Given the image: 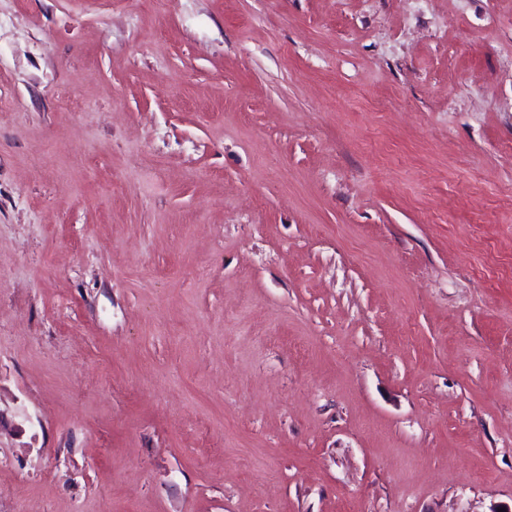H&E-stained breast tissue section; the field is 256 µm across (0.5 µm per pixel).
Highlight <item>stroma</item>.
Segmentation results:
<instances>
[{
  "instance_id": "obj_1",
  "label": "stroma",
  "mask_w": 512,
  "mask_h": 512,
  "mask_svg": "<svg viewBox=\"0 0 512 512\" xmlns=\"http://www.w3.org/2000/svg\"><path fill=\"white\" fill-rule=\"evenodd\" d=\"M512 506V0H0V512Z\"/></svg>"
}]
</instances>
